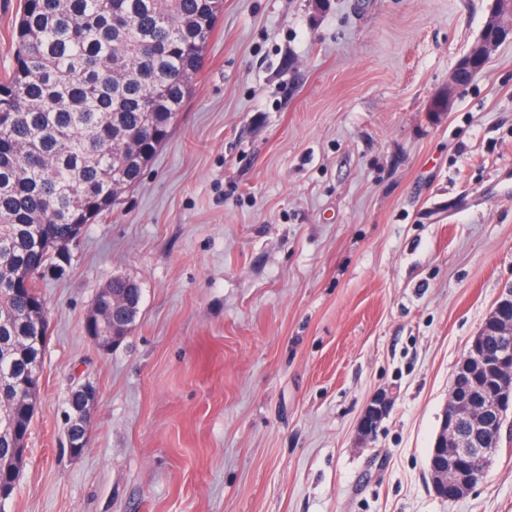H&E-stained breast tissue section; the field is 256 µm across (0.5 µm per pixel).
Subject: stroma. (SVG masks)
<instances>
[{
  "label": "stroma",
  "mask_w": 512,
  "mask_h": 512,
  "mask_svg": "<svg viewBox=\"0 0 512 512\" xmlns=\"http://www.w3.org/2000/svg\"><path fill=\"white\" fill-rule=\"evenodd\" d=\"M492 3L224 0L172 135L40 282L8 512H512V431L466 498L428 477L453 373L512 285V42L433 109ZM115 277L142 300L105 352L83 325ZM66 410V442L72 455H80L89 445V423L98 401L97 388L89 383L76 386ZM392 400L390 396L380 391L376 393L365 407L358 423V437L360 444H366L373 437L381 421L388 414ZM27 434H25L21 439H18L16 441V447L13 451V463L15 465V470L19 472L17 479L9 486H0V509L5 510L9 502L11 501L14 492L16 490L18 480L20 477L22 466H24L25 461L27 459L28 454V440H27ZM0 510V512H2Z\"/></svg>",
  "instance_id": "stroma-1"
}]
</instances>
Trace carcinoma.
Wrapping results in <instances>:
<instances>
[{"label": "carcinoma", "instance_id": "carcinoma-1", "mask_svg": "<svg viewBox=\"0 0 512 512\" xmlns=\"http://www.w3.org/2000/svg\"><path fill=\"white\" fill-rule=\"evenodd\" d=\"M223 0H23L0 74V406L32 428L23 384L48 346L44 241L112 209L175 127ZM141 301L125 278L107 284ZM42 331H37V328Z\"/></svg>", "mask_w": 512, "mask_h": 512}]
</instances>
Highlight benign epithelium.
I'll use <instances>...</instances> for the list:
<instances>
[{"instance_id": "1", "label": "benign epithelium", "mask_w": 512, "mask_h": 512, "mask_svg": "<svg viewBox=\"0 0 512 512\" xmlns=\"http://www.w3.org/2000/svg\"><path fill=\"white\" fill-rule=\"evenodd\" d=\"M483 29L497 37L479 38L459 59L448 76V91L435 100L434 109L449 107L455 93L470 85L502 41L512 37V0H493ZM107 299L108 289H99L84 321L86 335L103 351L124 339L123 330L107 326ZM484 325L491 327L503 347L492 360L478 340H473L454 373L428 464L432 490L443 499L464 498L477 486L476 471L484 467L498 440V412L512 400V286L504 291ZM97 401V388L89 382L77 385L76 394L69 398L66 442L72 455L82 454L89 445V423ZM391 403L384 391L371 398L358 423L360 444L371 440ZM462 419L469 424L465 435L458 431Z\"/></svg>"}]
</instances>
